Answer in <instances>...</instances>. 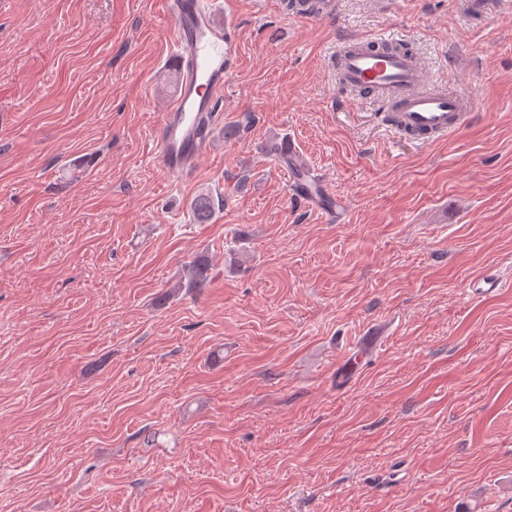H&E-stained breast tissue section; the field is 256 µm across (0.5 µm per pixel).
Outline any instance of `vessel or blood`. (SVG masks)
I'll list each match as a JSON object with an SVG mask.
<instances>
[{
    "instance_id": "b4317fda",
    "label": "vessel or blood",
    "mask_w": 512,
    "mask_h": 512,
    "mask_svg": "<svg viewBox=\"0 0 512 512\" xmlns=\"http://www.w3.org/2000/svg\"><path fill=\"white\" fill-rule=\"evenodd\" d=\"M163 19L178 49L180 80L173 104L161 113L154 131L152 160L164 173L192 170L207 146V132L224 94V83L238 66L235 28L217 22L204 0H164ZM395 36L351 40L336 54L338 83L358 93L392 100L394 132L420 142L450 136L473 116L472 100L461 93L430 89L414 54L399 50ZM285 154L294 169L289 187L308 208L343 221L347 209L327 181L310 176L293 148Z\"/></svg>"
}]
</instances>
